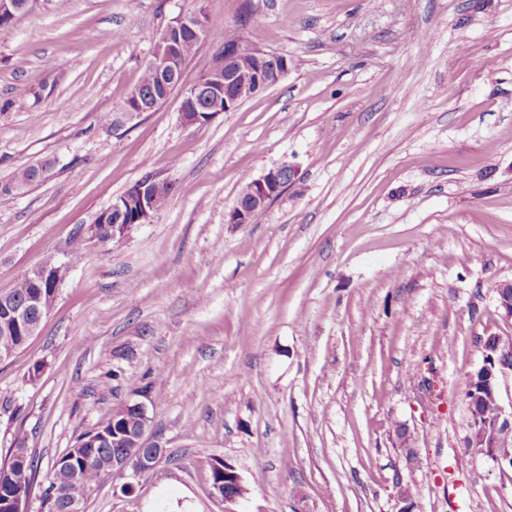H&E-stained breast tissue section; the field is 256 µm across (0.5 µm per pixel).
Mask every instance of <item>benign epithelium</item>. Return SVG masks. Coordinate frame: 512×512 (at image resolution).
<instances>
[{"instance_id":"7a95c632","label":"benign epithelium","mask_w":512,"mask_h":512,"mask_svg":"<svg viewBox=\"0 0 512 512\" xmlns=\"http://www.w3.org/2000/svg\"><path fill=\"white\" fill-rule=\"evenodd\" d=\"M35 0H0V14L11 15L29 11ZM206 22L195 14H180L164 27L156 40L149 65L156 72L159 84L165 86L177 76L180 57L178 36L183 32L201 35ZM253 75L247 83H240L238 76L243 68ZM289 71L288 59L274 53L263 52L237 40L224 48L213 65L205 71L206 84L196 83L184 88V94L193 107L192 112H180L186 125L204 124L223 112L231 110L240 99L254 96L279 83ZM154 110L151 97L140 89H132L119 110L113 113L117 126L124 127ZM299 179L298 167L284 162L269 169L250 182L243 190L236 205L225 214L227 224H249L265 211L289 186ZM159 178L146 175L140 181L134 196H120L112 206L100 213L96 223L112 225V237L125 236L133 224H145L157 213L156 189ZM67 272L66 264L46 262L39 270L34 289L23 300L18 301L0 294V310L4 312L3 332L10 336H33L41 321L49 312L45 301L46 287L57 292ZM497 307L506 320L512 321V283L497 287ZM483 367L469 380V411L471 415L467 445L480 449L498 467L512 468V454L502 451L500 436L503 431H512V410L503 405L498 389L499 376L512 373V357L509 345L501 337L489 335L484 341ZM127 404L138 414L136 433L127 436L131 448L112 457V475L124 477L155 471L165 457V449L149 443L150 417L146 403L128 400ZM224 487L213 488L216 495L226 503H235L247 492L237 468L224 462Z\"/></svg>"}]
</instances>
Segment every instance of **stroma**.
I'll return each mask as SVG.
<instances>
[{"mask_svg":"<svg viewBox=\"0 0 512 512\" xmlns=\"http://www.w3.org/2000/svg\"><path fill=\"white\" fill-rule=\"evenodd\" d=\"M204 12L293 66L204 125L179 96L120 130L173 18ZM431 40H422V31ZM483 67H476V60ZM52 62L41 100L18 89ZM0 291L68 263L38 333L0 364V464L40 469L148 390L166 450L134 494L104 478L85 512H512V470L467 447L483 341L512 342V0H37L0 33ZM299 181L249 224L225 212L268 169ZM174 190L149 223L70 243L146 174ZM406 430L411 448L396 436ZM224 463V467L219 466L215 461L212 463L218 468H222L224 473L211 466V486L218 481H224V489L219 485L212 487L216 495L224 499L225 503H236L243 498L247 492L243 484V480L237 468L227 460L220 459Z\"/></svg>","mask_w":512,"mask_h":512,"instance_id":"35a3bbf8","label":"stroma"}]
</instances>
